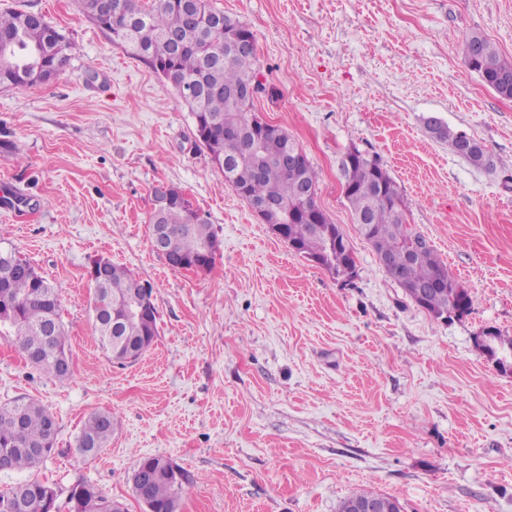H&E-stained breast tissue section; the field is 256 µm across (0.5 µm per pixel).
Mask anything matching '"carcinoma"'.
<instances>
[{"mask_svg": "<svg viewBox=\"0 0 512 512\" xmlns=\"http://www.w3.org/2000/svg\"><path fill=\"white\" fill-rule=\"evenodd\" d=\"M117 15L96 14L95 0H80L83 13L112 43L149 64L188 105L196 138L208 151L213 163L224 172L225 182L248 205L276 199L292 211L288 240L296 241V254L307 259L323 258L320 267L333 276H356V263L343 230L332 223L316 201L319 174L310 162L300 169L284 166L278 160L285 148L301 147L284 129L270 138L251 126L254 104L242 102L231 91L260 73L256 39L244 23L228 18L214 8L211 0H121ZM69 43L45 17L32 12L10 10L0 13V85L25 86L45 82L56 75L68 58ZM464 59L484 85L503 99H512V59L503 57L482 34L474 32L463 42ZM425 131L448 145V150L477 168H494V159L478 141L452 130L439 118L423 121ZM472 141L473 151L463 145ZM342 189L354 216L361 219L358 229L371 244L378 259L398 258L409 251L413 240L423 238L403 221L407 205L396 182L375 158L357 152L341 162ZM162 224L166 231L167 263L203 259L212 265L217 252L208 246L217 242L207 218L192 206H174L151 225ZM310 224L331 228L341 248L329 245V236L309 230ZM27 260L13 250L0 251V300L11 301L12 316L0 320V327L13 331L23 354L43 351L35 367L59 381L70 376V369L57 365V355L66 352L68 334L61 320L60 295L63 285L46 278H34L24 268ZM385 273L402 288L417 306L436 319L455 310L470 312L473 299L468 288L438 256L433 245L408 259L404 278L386 266ZM134 275L127 268L107 261L101 293L94 294L95 338L112 352V325H121L125 348L132 360L144 358L158 336L156 315L128 316L129 291ZM428 286L431 292L421 299L415 287ZM512 352V336L489 333L485 352ZM48 408L34 401L17 399L0 405V450L10 449L8 471H32L54 452L56 438L46 430ZM119 416L112 411L92 414L74 441V452L94 457L112 440ZM135 496L145 494L152 512H174L179 506L187 474L181 469L160 466L159 457L141 459L131 478ZM56 498L53 485L27 479L0 493V512H12L19 498ZM79 500L82 512H113V502L91 484L79 482L70 491V500ZM353 500H373L378 512H401L400 502L390 496L363 491Z\"/></svg>", "mask_w": 512, "mask_h": 512, "instance_id": "cac0c4a2", "label": "carcinoma"}]
</instances>
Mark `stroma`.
Listing matches in <instances>:
<instances>
[{
    "instance_id": "obj_1",
    "label": "stroma",
    "mask_w": 512,
    "mask_h": 512,
    "mask_svg": "<svg viewBox=\"0 0 512 512\" xmlns=\"http://www.w3.org/2000/svg\"><path fill=\"white\" fill-rule=\"evenodd\" d=\"M246 24L274 96L256 112L319 173L317 203L357 265L347 283L261 223L195 137L192 114L146 62L112 44L78 0H0L41 13L71 49L50 81L0 86V249L64 286L70 377L41 372L0 334V404L50 407L56 449L35 471L94 485L146 512L130 477L163 456L190 477L180 512H340L364 490L403 512H512V373L480 342L512 336V100L464 62L478 32L512 57V0H212ZM492 154L477 168L425 117ZM378 157L408 220L469 289L470 312L433 318L381 268L343 195L350 150ZM179 188L219 241L213 267L175 270L151 245L154 191ZM152 291L159 335L113 363L93 337L97 258ZM121 423L96 457L84 420ZM433 121L434 129L430 128V122ZM425 131L437 141L448 145V150L477 168L493 169L494 159L486 148L475 139L466 136L463 133L455 132L439 118L430 116L423 121ZM470 141L473 144V151L466 153L463 150L465 142ZM118 424L119 416L112 411L92 414L75 438L74 452L87 458L96 456L109 445ZM352 500H373L378 505V512H401V504L400 502L390 496H385L382 494H377L372 491H363L359 492L350 498L346 499L341 505V512H347L346 508L348 503Z\"/></svg>"
}]
</instances>
